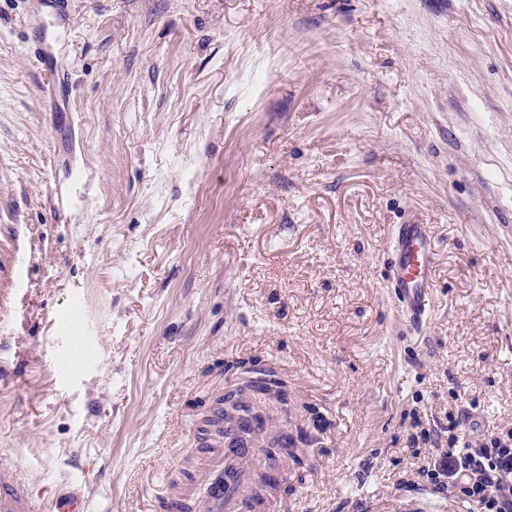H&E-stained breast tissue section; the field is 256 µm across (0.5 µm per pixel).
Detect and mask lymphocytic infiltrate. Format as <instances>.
<instances>
[{"instance_id": "obj_1", "label": "lymphocytic infiltrate", "mask_w": 512, "mask_h": 512, "mask_svg": "<svg viewBox=\"0 0 512 512\" xmlns=\"http://www.w3.org/2000/svg\"><path fill=\"white\" fill-rule=\"evenodd\" d=\"M468 420L449 413L443 431L413 420L409 446L414 455L423 447L436 448L435 458L417 470L436 493H445L468 512H512V427L471 434Z\"/></svg>"}]
</instances>
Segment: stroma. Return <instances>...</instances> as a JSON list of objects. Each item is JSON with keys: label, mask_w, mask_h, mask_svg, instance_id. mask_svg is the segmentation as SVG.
I'll return each mask as SVG.
<instances>
[{"label": "stroma", "mask_w": 512, "mask_h": 512, "mask_svg": "<svg viewBox=\"0 0 512 512\" xmlns=\"http://www.w3.org/2000/svg\"><path fill=\"white\" fill-rule=\"evenodd\" d=\"M413 214L416 331L383 269ZM244 363L288 384V512H460L405 491L407 439L512 426V0H0V454L87 512L195 501ZM32 59L37 68L44 74L42 93L55 101L58 98L69 96L71 89L68 73L62 62H59L51 51V45L43 42L32 52ZM435 255L429 224L409 220L394 225L386 286L404 319L415 329L422 326L429 310L433 288L430 272Z\"/></svg>", "instance_id": "35a3bbf8"}]
</instances>
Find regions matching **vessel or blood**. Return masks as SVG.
<instances>
[{
	"instance_id": "1",
	"label": "vessel or blood",
	"mask_w": 512,
	"mask_h": 512,
	"mask_svg": "<svg viewBox=\"0 0 512 512\" xmlns=\"http://www.w3.org/2000/svg\"><path fill=\"white\" fill-rule=\"evenodd\" d=\"M32 58L44 75L42 93L50 99L67 97L71 89L68 73L51 51L42 43L32 52ZM435 242L430 225L410 220L395 225L388 257L386 286L396 300L410 326L421 327L430 306L433 288L431 268L435 259ZM230 456L238 459V470L221 468L207 471L202 481L203 512H251L252 503L243 494L246 474L243 463L254 451L233 448ZM0 512H86L82 494L73 493L47 506L43 498L34 496L25 485L18 467L0 462Z\"/></svg>"
}]
</instances>
